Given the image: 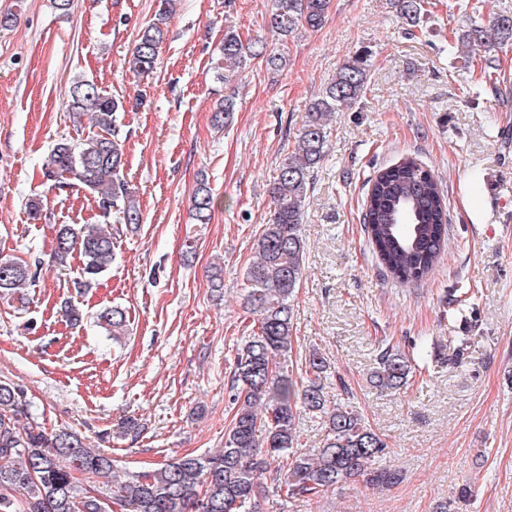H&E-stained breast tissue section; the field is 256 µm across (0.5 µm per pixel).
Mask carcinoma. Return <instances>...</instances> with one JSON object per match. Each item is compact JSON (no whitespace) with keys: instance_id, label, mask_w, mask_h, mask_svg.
<instances>
[{"instance_id":"carcinoma-1","label":"carcinoma","mask_w":512,"mask_h":512,"mask_svg":"<svg viewBox=\"0 0 512 512\" xmlns=\"http://www.w3.org/2000/svg\"><path fill=\"white\" fill-rule=\"evenodd\" d=\"M332 0H273L268 26L282 41L300 30L325 23ZM397 16L419 24L423 0H391ZM167 36V10L160 9L139 33L128 59L136 76L153 72ZM459 45L478 48L486 62L512 46V16L491 17L459 35ZM264 56L278 70L285 57L246 43L233 29L224 40L213 69L220 80L242 68L250 57ZM368 87L367 58L354 56L312 100L305 112L295 151L280 163L269 183L272 211L253 243L255 259L246 270V304L256 330L237 348L231 368L235 412L224 448L210 456L186 455L158 467L130 473L121 480L112 457L87 446L75 433H49L31 420L25 390L0 380V512H257L269 494L314 501L358 477L374 488H390L401 471L379 464L389 454L383 436L371 429L344 398L327 399L323 379L329 362L314 351L304 375L294 379L292 337L294 295L304 271L306 243L301 234L303 205L315 169L325 157L332 117L352 108ZM70 110L89 113L100 132L82 143L59 140L50 152L44 177L58 184L82 186L96 199L103 217L138 225L143 215L136 194L122 175L124 145L116 133L122 101L92 81L78 78L70 89ZM235 103L226 97L214 120L227 126ZM215 200L200 181L193 193L192 219L206 224ZM448 215L443 190L430 169L404 159L380 169L363 205V224L385 272L400 282H419L438 263L446 246ZM77 252L81 274L89 283L114 259L110 224H63L56 236V256ZM29 279L28 266L0 258V292L14 294ZM99 327L113 338L124 335L126 312L118 307L96 314ZM411 373L409 359L388 347L380 350L370 379L380 390L398 389ZM317 413L324 428L320 446L297 450L296 420ZM273 474L271 484L262 480Z\"/></svg>"}]
</instances>
